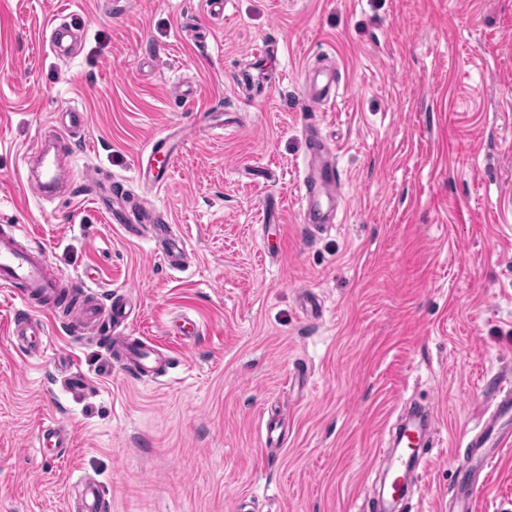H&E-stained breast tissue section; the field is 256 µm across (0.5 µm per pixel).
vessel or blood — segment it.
I'll use <instances>...</instances> for the list:
<instances>
[{"label":"vessel or blood","mask_w":512,"mask_h":512,"mask_svg":"<svg viewBox=\"0 0 512 512\" xmlns=\"http://www.w3.org/2000/svg\"><path fill=\"white\" fill-rule=\"evenodd\" d=\"M48 29L51 50L58 54L67 53L77 24L53 21ZM86 122L84 110L69 108L61 115L62 127L55 136L54 153H47L44 146L36 144L28 149V156L37 157L40 164L39 172L27 177V189L33 198L56 197L59 186L71 181L69 158L76 146V136ZM308 136L314 140L317 149L312 155L313 170L302 180L300 221L310 232L317 233L328 227L330 212L324 208L322 198L336 190L338 174L334 148L316 130H309ZM167 141L166 135H157L141 153L137 179L148 189L162 188L170 177L167 158L171 151ZM106 188L112 199L107 211L112 223L121 225L130 238L140 237L143 224H151L154 237L160 238L165 245L169 265L181 268L184 245L171 237L164 213L148 208L142 216H135L127 206L129 194L122 183L114 181ZM22 236L18 225L0 226V287L7 289L19 303L9 325V334L26 355H38L46 350L47 322L56 318V305L62 295L68 293L82 299L81 304L73 305L66 314L70 335L98 337L118 360L122 371L137 379L144 378L163 364L164 358L155 343L126 333L136 314L131 296L111 298L106 305L95 301L85 277H62L50 263L44 248L23 244ZM477 428L468 446L481 470L485 471L496 452L512 444V396L501 397L484 410ZM38 440L44 448H66L70 445V434L64 425L52 422L41 428ZM453 469L464 490L461 512H470L479 485L471 480L465 464L454 463ZM75 512H112V504L97 481H81L75 498Z\"/></svg>","instance_id":"vessel-or-blood-1"}]
</instances>
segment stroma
I'll use <instances>...</instances> for the list:
<instances>
[{"instance_id":"obj_1","label":"stroma","mask_w":512,"mask_h":512,"mask_svg":"<svg viewBox=\"0 0 512 512\" xmlns=\"http://www.w3.org/2000/svg\"><path fill=\"white\" fill-rule=\"evenodd\" d=\"M55 19L82 27L70 56L41 38ZM318 69L336 74L314 123L344 203L313 235L299 186ZM71 105L88 115L74 166L149 196L185 239L181 269L81 188L28 196L22 156ZM161 133L177 160L147 193L136 166ZM1 224L131 294L130 334L179 363L132 381L56 321L25 356L0 290V512H72L87 477L112 512H380L389 434L415 403L436 437L399 510L451 512V461L512 393V0H0ZM182 314L195 341L171 332ZM271 417L288 430L272 445ZM50 421L64 457L37 442ZM476 512H512V446ZM40 448H70V434L60 423L51 422L39 432Z\"/></svg>"}]
</instances>
